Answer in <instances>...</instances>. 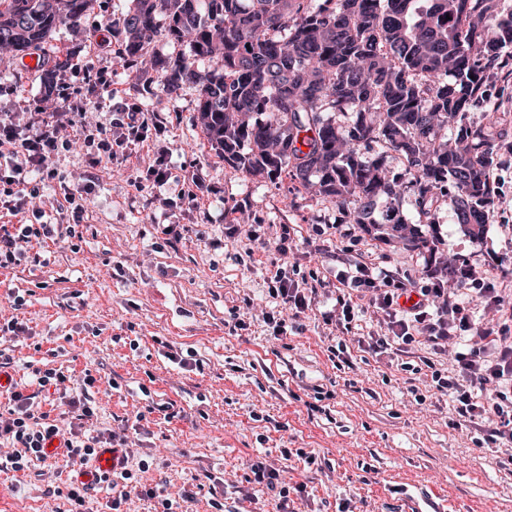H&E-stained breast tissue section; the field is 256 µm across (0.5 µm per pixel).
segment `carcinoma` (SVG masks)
Wrapping results in <instances>:
<instances>
[{"label": "carcinoma", "instance_id": "1", "mask_svg": "<svg viewBox=\"0 0 512 512\" xmlns=\"http://www.w3.org/2000/svg\"><path fill=\"white\" fill-rule=\"evenodd\" d=\"M92 2L0 0V47L43 46ZM112 24L166 93L197 88L208 144L242 175L285 173L376 240L430 255L437 239L415 224L434 227L445 207L469 237L486 235L508 137L492 87L512 81L501 0H132ZM160 34L189 54L159 56ZM407 193L414 223L400 210Z\"/></svg>", "mask_w": 512, "mask_h": 512}]
</instances>
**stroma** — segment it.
Masks as SVG:
<instances>
[{
	"label": "stroma",
	"instance_id": "1",
	"mask_svg": "<svg viewBox=\"0 0 512 512\" xmlns=\"http://www.w3.org/2000/svg\"><path fill=\"white\" fill-rule=\"evenodd\" d=\"M129 6L93 0L78 27L61 26L43 48L40 71L0 52V113L39 123L36 101L51 85L42 73L61 57L69 64L55 83L81 86L111 66L115 101L137 105L155 122L149 145L125 164L92 166V149L80 144L55 158L57 177L45 196L62 199L89 174L95 186L81 238L33 241L48 265L0 269V317L26 328L23 337L0 339L6 372L22 388L35 366L78 380L92 374L95 409L83 432L129 433L131 462L149 465L143 486L192 490L184 512H212L216 492L227 512H273L266 486L245 481L257 458L287 463L288 483L305 484L294 512H338L343 502L349 512H512V447H477L479 430L459 423L445 395L416 404L411 387L430 379L403 370L393 354L354 345L349 365H336L328 348L337 331L322 319L335 303L336 260L360 256L414 282L431 265L466 269L512 306V87L498 97L509 135L492 170L498 193L488 231L471 239L440 212L438 249L428 260L360 230L339 237L332 227L344 216L333 204L297 192L289 178H246L225 163L198 125L194 85L164 93L154 71L136 73L119 58L122 35L112 20ZM160 154L182 178L201 182L198 204H159L178 194L176 186L158 191L143 181ZM243 220L263 225L259 241L225 236V225ZM168 224L176 236L164 234ZM287 227L296 231L289 262L323 282L319 304L280 340L258 317L230 329L229 313L244 301L271 306L267 271ZM17 294L25 300L18 308ZM320 390L327 399L317 400ZM168 403L176 413L169 420L157 410ZM289 448L315 456L319 468L283 461ZM76 475L40 460L24 472L1 471L0 512H68L57 489Z\"/></svg>",
	"mask_w": 512,
	"mask_h": 512
}]
</instances>
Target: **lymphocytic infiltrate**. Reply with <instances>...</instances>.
Returning <instances> with one entry per match:
<instances>
[{
  "label": "lymphocytic infiltrate",
  "mask_w": 512,
  "mask_h": 512,
  "mask_svg": "<svg viewBox=\"0 0 512 512\" xmlns=\"http://www.w3.org/2000/svg\"><path fill=\"white\" fill-rule=\"evenodd\" d=\"M112 81L107 70H100L93 80L79 87L61 84L55 91V106L38 126L20 124L9 113L0 114V212L16 216L31 211L33 224L0 225V268H10L30 261L32 240L45 238L65 241L74 237V223L80 220L91 192V184L66 193L72 224H42L43 211L31 202L40 195L31 175L41 179L55 176L49 163L53 157L71 150L76 143L94 147L98 159L126 162L133 146L146 142L153 123L151 116L137 108L112 103ZM112 110L111 129L87 126L83 118L88 106ZM279 258L273 261L268 278V294L282 309L300 318L316 300L318 289L306 275H291L286 256L287 238L276 247ZM336 302L325 311V324L342 334L329 351L338 362L348 360L345 334L351 333L359 315L372 313L379 333L358 337V344L382 354L390 349L407 352L409 346L426 344L448 354L453 374L431 368V383L437 391L448 394L460 420L480 427L478 447L497 448L512 443V310L504 309L495 289L479 288L483 306V326H476L467 305L451 301L448 290L439 282L414 288L409 282L375 263H356L337 270ZM413 297L409 308H401V297ZM39 386H52L67 394L68 407L75 421L69 429L59 427L48 413H35L30 397L12 390L9 406L0 413V439H6L9 451L0 453V470L22 471L41 459L49 441L62 439L63 457L74 467H89L98 455L102 440L82 433L80 422L91 416L90 398H73L72 376L57 369H33ZM106 489V512H122L131 492L141 482L136 470L119 464L112 472L95 475L92 483L71 481L65 487L70 512H91L89 492L92 486Z\"/></svg>",
  "instance_id": "f902f5d3"
}]
</instances>
